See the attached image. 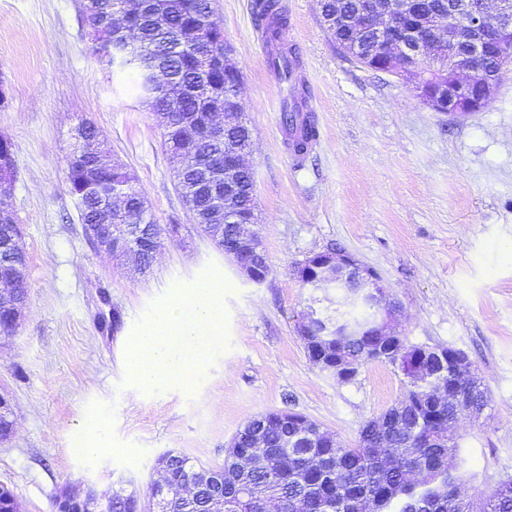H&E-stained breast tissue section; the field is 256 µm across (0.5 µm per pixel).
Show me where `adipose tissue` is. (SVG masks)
<instances>
[{
    "instance_id": "obj_1",
    "label": "adipose tissue",
    "mask_w": 512,
    "mask_h": 512,
    "mask_svg": "<svg viewBox=\"0 0 512 512\" xmlns=\"http://www.w3.org/2000/svg\"><path fill=\"white\" fill-rule=\"evenodd\" d=\"M222 291L189 288L174 294L157 320L130 347L134 393L182 380L187 367L223 341Z\"/></svg>"
}]
</instances>
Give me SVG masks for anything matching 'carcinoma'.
<instances>
[{
  "label": "carcinoma",
  "instance_id": "obj_1",
  "mask_svg": "<svg viewBox=\"0 0 512 512\" xmlns=\"http://www.w3.org/2000/svg\"><path fill=\"white\" fill-rule=\"evenodd\" d=\"M98 12L89 27L95 53L113 65L112 44L123 37L117 34L115 17L132 11L137 14L136 29L129 35L132 51L120 65H133L138 74L140 99L153 112L174 105L176 121L163 127V144L176 167L178 189L182 198H191L198 228L211 238L221 252H230L236 227L223 223L224 168L202 162L198 154L224 157V146H205L193 154L187 144L210 111L224 107L227 82H235L222 73L207 77L202 88L196 49L202 28L213 34V52L224 54V28L215 18L209 0H96ZM355 0H321V9L331 19L329 35L339 48L352 39V32L336 24V11L345 12ZM258 20L278 39L287 28V14L281 0H255ZM512 65V50L505 52L487 67L495 84ZM101 133L92 122L76 128L75 144L67 156L66 181L83 224H127L133 215L144 211L146 200L136 176L126 167L102 168L98 154L90 143L100 141ZM254 180L240 178L236 205L242 214L254 205ZM18 285L0 288V314L5 304L24 300L28 295L26 274L17 278ZM375 317L367 307L342 313L336 325L346 328L343 336H314L312 344H322L330 357L341 352L359 366L379 361L371 354L378 343L362 328ZM406 340L396 338L395 352L388 363L397 366L407 378L398 404L403 406L400 422L377 430L374 421L365 422L358 438L344 444L320 431V425L308 421L303 436L288 446L292 429L277 412L265 414L261 445L245 461L237 454H227L218 468L224 470L225 512H267L272 503L279 512H469V505L459 496V473L448 470V459L459 456L455 438L457 423L465 416L484 410L488 404L487 388L478 377L462 380L448 373L445 384L455 386L460 398L447 401L441 422L431 426L425 421L430 404L438 397L440 377L414 383L415 367ZM213 466L168 451L155 460L154 471L176 486H194L202 473ZM250 493L248 504L237 498V485ZM131 496L123 486L112 490V512H132ZM489 512H512V480L505 481L489 496Z\"/></svg>",
  "mask_w": 512,
  "mask_h": 512
}]
</instances>
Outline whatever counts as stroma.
I'll return each mask as SVG.
<instances>
[{
    "label": "stroma",
    "mask_w": 512,
    "mask_h": 512,
    "mask_svg": "<svg viewBox=\"0 0 512 512\" xmlns=\"http://www.w3.org/2000/svg\"><path fill=\"white\" fill-rule=\"evenodd\" d=\"M254 2L214 0V8L243 72L239 100L253 131L245 160L270 265L260 285L197 232L136 71L93 52L85 0H0L8 87L0 136L17 148L9 201L28 283L15 335H0V394L14 421L0 439V485L18 512H52L64 490L111 492L120 476L147 488L169 450L223 462L237 431L269 411L302 414L341 442L355 440L398 400L405 378L373 362L341 382L310 361L299 325L312 306L334 314L342 293L302 287L295 269L333 245L382 276L400 305L394 325L410 344L460 349L486 385L482 416L458 427L461 491L474 512L512 480V72L486 109L435 112L406 80L345 56L319 0H282L321 134L296 164L275 107L284 87L269 71ZM86 119L112 159L136 174L158 224L178 227L146 277L128 275L83 234L65 160ZM206 280L224 286L222 347L182 383L132 398L130 340L174 293ZM90 417L104 444L74 452Z\"/></svg>",
    "instance_id": "obj_1"
}]
</instances>
